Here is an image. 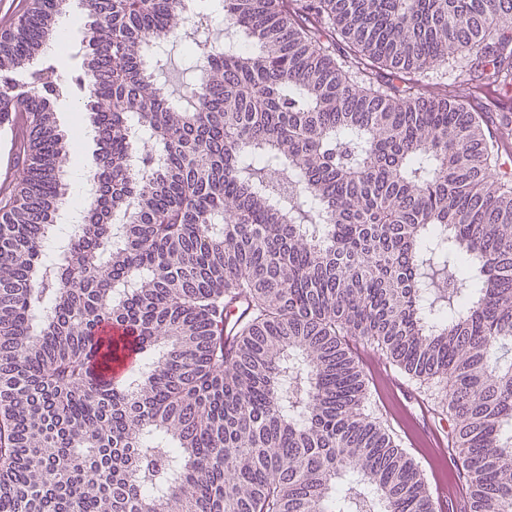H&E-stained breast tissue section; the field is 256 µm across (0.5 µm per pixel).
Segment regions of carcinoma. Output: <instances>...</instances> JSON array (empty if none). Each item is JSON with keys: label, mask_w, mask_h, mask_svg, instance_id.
<instances>
[{"label": "carcinoma", "mask_w": 512, "mask_h": 512, "mask_svg": "<svg viewBox=\"0 0 512 512\" xmlns=\"http://www.w3.org/2000/svg\"><path fill=\"white\" fill-rule=\"evenodd\" d=\"M80 4L79 71L48 55L69 0L0 35V113L30 115L0 189V512H434L351 338L445 383L468 512H512V120L425 81L461 58L512 99V0H224L185 105L148 47L186 0ZM74 94L99 186L48 257ZM104 321L151 362L108 378ZM79 98L75 96L60 102L57 108V118L61 129H72L76 118H79L84 126L90 125L86 112H82V100ZM360 366L362 367L368 386L364 412L372 418H375L377 421H380L398 444L401 430L392 418L394 416V411L391 408V404L388 399L386 383L374 374L371 375L368 369L361 363Z\"/></svg>", "instance_id": "carcinoma-1"}]
</instances>
